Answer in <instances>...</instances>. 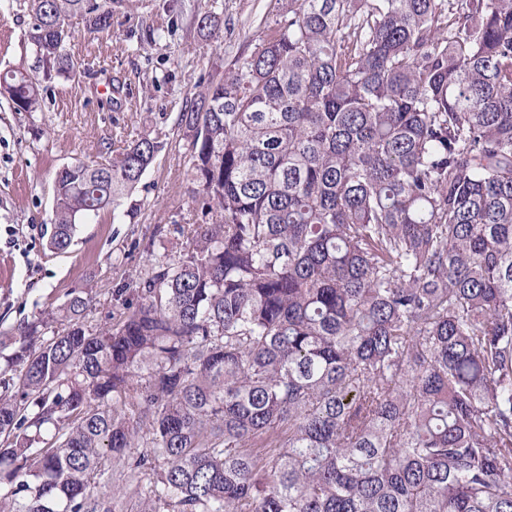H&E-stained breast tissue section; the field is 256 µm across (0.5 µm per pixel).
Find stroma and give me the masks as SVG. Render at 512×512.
<instances>
[{
  "mask_svg": "<svg viewBox=\"0 0 512 512\" xmlns=\"http://www.w3.org/2000/svg\"><path fill=\"white\" fill-rule=\"evenodd\" d=\"M291 0H123L109 30L67 23L65 50L77 73L43 79L29 40V0H0V74L41 77V108L14 111L0 95V330L92 290L88 315L109 323L121 308L113 289L134 287L150 250L173 247L192 221L183 130L178 124L206 84L286 16ZM211 16L215 34L200 28ZM157 134L162 147L128 199L79 224L65 253L48 250L56 172L75 160L107 163L127 141ZM166 240H159L157 228Z\"/></svg>",
  "mask_w": 512,
  "mask_h": 512,
  "instance_id": "1",
  "label": "stroma"
}]
</instances>
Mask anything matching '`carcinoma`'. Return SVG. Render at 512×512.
I'll return each mask as SVG.
<instances>
[{"instance_id":"obj_1","label":"carcinoma","mask_w":512,"mask_h":512,"mask_svg":"<svg viewBox=\"0 0 512 512\" xmlns=\"http://www.w3.org/2000/svg\"><path fill=\"white\" fill-rule=\"evenodd\" d=\"M294 3L180 114L197 220L133 301L0 331V512H512V0ZM31 11L45 78L112 24ZM158 150L62 168L48 248Z\"/></svg>"}]
</instances>
